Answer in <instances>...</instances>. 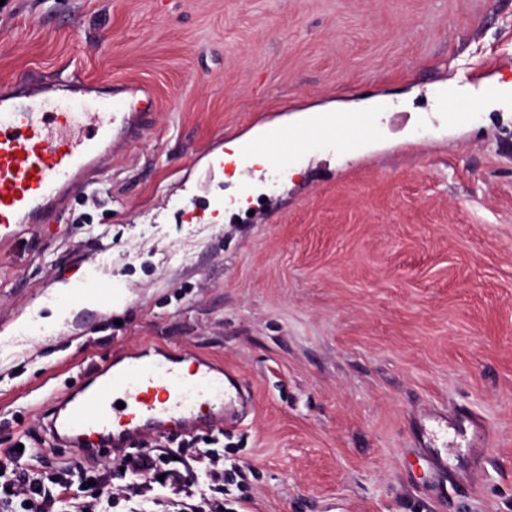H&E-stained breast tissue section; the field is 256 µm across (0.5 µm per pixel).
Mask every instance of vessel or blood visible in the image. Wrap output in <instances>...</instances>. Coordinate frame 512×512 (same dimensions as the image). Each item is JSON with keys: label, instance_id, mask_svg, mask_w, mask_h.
<instances>
[{"label": "vessel or blood", "instance_id": "b4317fda", "mask_svg": "<svg viewBox=\"0 0 512 512\" xmlns=\"http://www.w3.org/2000/svg\"><path fill=\"white\" fill-rule=\"evenodd\" d=\"M57 84L78 96L83 111H72L67 100L46 87L0 93V241L11 238L17 225L42 223L73 189L95 190L88 173L135 138L152 101L140 86L124 87L119 98L93 93L69 76ZM327 122L335 128L337 143L348 149L373 132L358 112L331 115ZM311 143L309 133L285 129L251 149L274 170ZM228 376L222 362L204 354L129 355L57 398L48 431L52 442L95 455L105 448L117 454L134 440L174 431L220 430L242 420L248 402L243 383L227 385ZM456 426L469 444L472 469H479L484 451L475 442L487 435V425L464 414Z\"/></svg>", "mask_w": 512, "mask_h": 512}]
</instances>
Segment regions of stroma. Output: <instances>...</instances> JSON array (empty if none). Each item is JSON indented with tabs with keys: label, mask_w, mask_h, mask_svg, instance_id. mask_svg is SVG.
Returning a JSON list of instances; mask_svg holds the SVG:
<instances>
[{
	"label": "stroma",
	"mask_w": 512,
	"mask_h": 512,
	"mask_svg": "<svg viewBox=\"0 0 512 512\" xmlns=\"http://www.w3.org/2000/svg\"><path fill=\"white\" fill-rule=\"evenodd\" d=\"M62 73L155 107L99 193L0 246V451L92 371L186 349L250 388L218 438L244 512H512V103L452 123L433 93L512 82V0H0V88ZM372 98L355 150L325 135L247 169L234 208L226 142ZM71 281L97 305L60 301ZM462 407L487 456L447 505L414 447H443ZM98 464L126 512L144 476Z\"/></svg>",
	"instance_id": "stroma-1"
}]
</instances>
